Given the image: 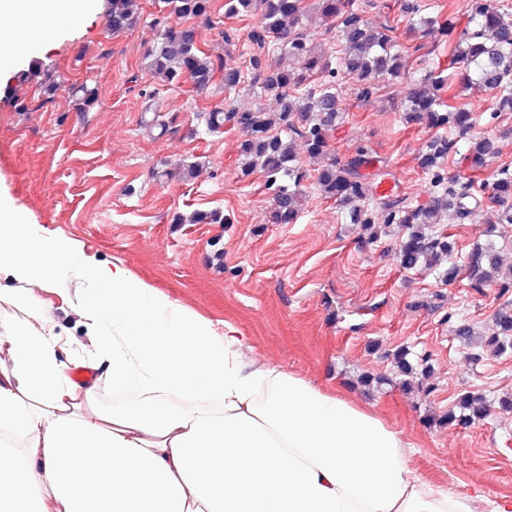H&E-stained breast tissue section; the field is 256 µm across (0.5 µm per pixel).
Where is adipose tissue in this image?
Wrapping results in <instances>:
<instances>
[{
	"instance_id": "ef3b65f1",
	"label": "adipose tissue",
	"mask_w": 512,
	"mask_h": 512,
	"mask_svg": "<svg viewBox=\"0 0 512 512\" xmlns=\"http://www.w3.org/2000/svg\"><path fill=\"white\" fill-rule=\"evenodd\" d=\"M94 0H0V18L74 20ZM0 512H471L409 469L377 417L217 330L0 188ZM90 366L127 402L78 388L33 288L69 278Z\"/></svg>"
}]
</instances>
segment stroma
Segmentation results:
<instances>
[{"label": "stroma", "instance_id": "obj_1", "mask_svg": "<svg viewBox=\"0 0 512 512\" xmlns=\"http://www.w3.org/2000/svg\"><path fill=\"white\" fill-rule=\"evenodd\" d=\"M361 3L366 18L389 17L410 51L414 77L446 64L448 41L413 33L400 0ZM105 7L99 0L74 23H34L40 35L35 57L59 82L51 102L31 82L21 88L25 110H16L3 92L28 60L0 69V187L36 223L92 243L100 260L120 261L216 328L236 327L248 339V360L282 367L374 414L401 434L408 465L424 483L457 497L480 496L482 512H492L496 498H512V414H495L465 429L425 423L464 391H481L490 400L512 392V352L475 361L455 334L461 323L487 332L495 310L512 306V290L478 291L464 279L449 285L437 273L402 269L394 239L360 241L343 208L323 199L310 182L300 221L270 223L262 177L240 174V133L213 134L203 121L217 107H273L252 87L249 37L257 17H226L224 0H212L214 26L200 29L199 43L207 53L223 55L222 33L231 31L229 62L241 70L242 81L235 91L216 88L200 95L186 83L164 84L144 67L143 45L155 34V0H142L137 27L117 36L106 28ZM75 82L97 90L98 103L89 111L72 108ZM340 84L345 122L333 137L337 157L360 149L382 157L386 186L426 200L430 182L417 157L431 132L401 116L407 82L391 83L366 101L356 99L348 79ZM150 101L178 113L183 132L148 136L140 121ZM458 101L476 115V133L498 137V164L512 167V135L503 134L512 128V113L494 112L486 92L471 90ZM181 160L204 162L201 176L191 182L155 179V172ZM473 178L471 192L480 208L465 222L447 223L459 263L492 209L486 175ZM214 208L224 211L228 223L172 221L178 213ZM216 242L224 251L219 263L211 259ZM75 292L72 281L34 291L67 344L62 359L72 370L87 366L93 351L75 310ZM401 346L429 356L435 389L428 397L394 385L379 392L357 385L362 374L393 377L387 354Z\"/></svg>", "mask_w": 512, "mask_h": 512}]
</instances>
